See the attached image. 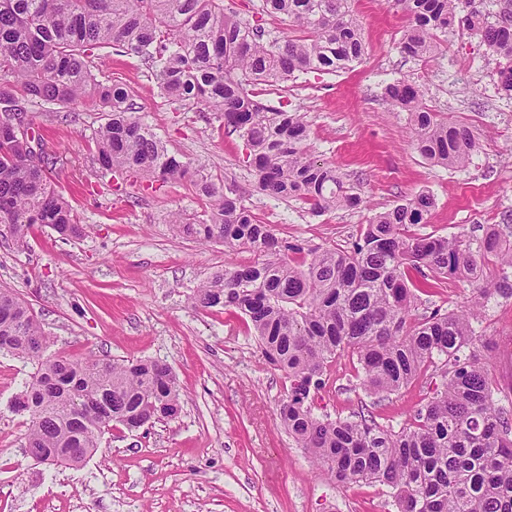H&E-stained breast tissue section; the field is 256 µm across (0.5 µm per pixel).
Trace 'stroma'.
<instances>
[{
    "instance_id": "stroma-1",
    "label": "stroma",
    "mask_w": 512,
    "mask_h": 512,
    "mask_svg": "<svg viewBox=\"0 0 512 512\" xmlns=\"http://www.w3.org/2000/svg\"><path fill=\"white\" fill-rule=\"evenodd\" d=\"M354 10L366 43L359 63L298 75L265 87L262 97L305 115L314 155L360 195L355 208L317 216L298 201L260 193L243 141L225 135L213 114L161 99L138 60L114 54L96 60L94 73L102 84L127 85L168 150L235 188L277 236L343 248L375 213L425 193L433 205L416 233L479 239L492 227L512 242V95L497 87L498 58L454 30L441 34L431 58L413 57L398 48L407 19L393 0H354ZM403 77L419 87L426 107L474 132L479 148L468 168L436 165L416 152L408 113L386 95ZM76 111L73 122L36 106L30 117L57 159L48 175L84 232L64 241L45 227L19 242L0 224V287L30 306L47 333L48 356L169 364L182 412L137 432L110 431L82 465H37L23 453L28 416L12 407L34 368L0 354V512H395L386 487L336 484L296 446L278 415L288 381L267 362L244 316L189 305L211 273L251 254L229 256L223 244L175 236L174 212L205 209L189 182L132 187L102 174L93 137L105 114L91 100ZM474 299L481 319L471 349L489 352L501 403L512 406V296L481 299L469 282L447 279L415 314ZM357 368L347 356L330 366L317 413L346 418L365 409L397 430L435 382L422 373L379 401L360 388Z\"/></svg>"
}]
</instances>
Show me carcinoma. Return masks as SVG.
Instances as JSON below:
<instances>
[{
  "mask_svg": "<svg viewBox=\"0 0 512 512\" xmlns=\"http://www.w3.org/2000/svg\"><path fill=\"white\" fill-rule=\"evenodd\" d=\"M484 0H395L409 22L403 52L431 58L438 34L456 27L503 60L498 74L512 92V0L498 16ZM261 11L293 26L268 38L224 0H0V224L22 239L49 227L78 238L80 220L51 182L54 157L23 152L6 123L31 129L28 106L69 108L90 94L108 107L96 131L102 168L151 183L190 177L206 198L201 216H172V231L225 251L254 256L226 265L189 298L198 309L233 308L245 315L268 362L288 379L281 424L297 446L336 483H378L397 512H512V418L499 406L488 362L463 354L475 338L477 304L413 317L421 296L447 278L477 283L482 296H512V243L490 230L473 239L411 233L433 205L426 194L378 212L344 248L318 249L277 237L239 198L207 174H188L137 116L131 90L103 86L93 74L101 52L131 56L151 70L160 95L224 119V129L250 150L258 189L294 198L314 213L358 206L336 170L315 161L309 124L254 99L258 85L302 73L348 69L365 52L352 0H262ZM391 106L410 116V137L426 160L468 166L473 131L422 105L407 80L387 87ZM493 263L498 276L483 278ZM46 332L31 308L0 288V353L35 364L18 396L28 401L25 455L76 466L92 457L110 427L130 430L169 420L181 407L176 376L150 359L71 360L44 357ZM356 358L364 391L382 401L429 368L440 383L395 431L364 411L347 418L314 413L328 368Z\"/></svg>",
  "mask_w": 512,
  "mask_h": 512,
  "instance_id": "obj_1",
  "label": "carcinoma"
}]
</instances>
